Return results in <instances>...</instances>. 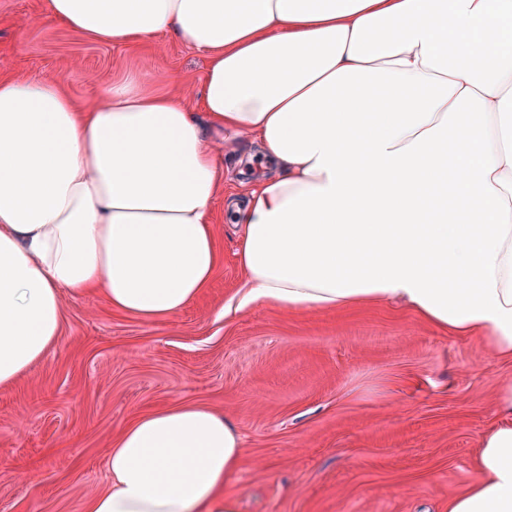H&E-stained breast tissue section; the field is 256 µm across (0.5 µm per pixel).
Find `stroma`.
<instances>
[{"instance_id":"stroma-1","label":"stroma","mask_w":512,"mask_h":512,"mask_svg":"<svg viewBox=\"0 0 512 512\" xmlns=\"http://www.w3.org/2000/svg\"><path fill=\"white\" fill-rule=\"evenodd\" d=\"M45 11L0 0L1 78L56 79L89 106L141 73L199 105L207 61L184 39L99 43ZM213 214L224 260L179 313L145 322L65 294L55 345L0 388V512H85L113 437L177 402L232 416L244 448L225 491L239 512H448L479 477L477 440L512 361L393 305L236 311V228L223 200Z\"/></svg>"}]
</instances>
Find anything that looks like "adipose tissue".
Segmentation results:
<instances>
[{
  "label": "adipose tissue",
  "instance_id": "1",
  "mask_svg": "<svg viewBox=\"0 0 512 512\" xmlns=\"http://www.w3.org/2000/svg\"><path fill=\"white\" fill-rule=\"evenodd\" d=\"M47 2L49 20L101 43L185 39L208 61L205 118L136 76L86 107L56 81L0 79V388L56 343L64 293L155 321L209 288L212 132L274 165L226 202L240 308L400 302L512 360V0ZM466 114L476 131L450 150ZM448 198L477 223L426 221ZM497 416L448 512H512L511 383ZM243 447L207 406L145 412L113 439L87 512H238L224 487Z\"/></svg>",
  "mask_w": 512,
  "mask_h": 512
}]
</instances>
